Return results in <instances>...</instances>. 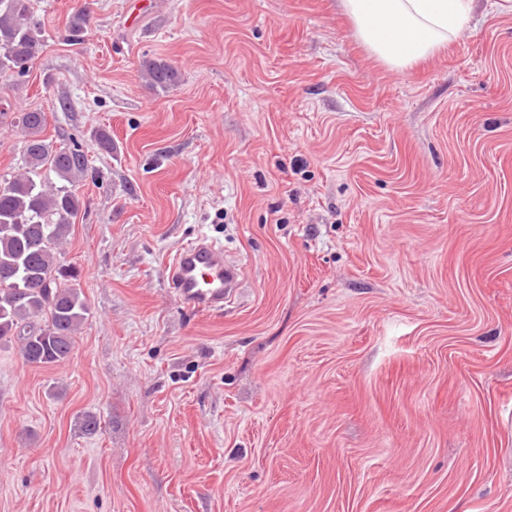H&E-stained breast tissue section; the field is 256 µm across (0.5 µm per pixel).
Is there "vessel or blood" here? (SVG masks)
Segmentation results:
<instances>
[{"mask_svg":"<svg viewBox=\"0 0 512 512\" xmlns=\"http://www.w3.org/2000/svg\"><path fill=\"white\" fill-rule=\"evenodd\" d=\"M170 284L187 307L214 312L235 298L242 279L241 265L223 247L199 239L182 247L170 268Z\"/></svg>","mask_w":512,"mask_h":512,"instance_id":"vessel-or-blood-1","label":"vessel or blood"}]
</instances>
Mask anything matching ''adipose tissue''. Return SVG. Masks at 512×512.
<instances>
[{"label":"adipose tissue","instance_id":"obj_1","mask_svg":"<svg viewBox=\"0 0 512 512\" xmlns=\"http://www.w3.org/2000/svg\"><path fill=\"white\" fill-rule=\"evenodd\" d=\"M472 0H342L357 38L378 60L403 72L454 40Z\"/></svg>","mask_w":512,"mask_h":512}]
</instances>
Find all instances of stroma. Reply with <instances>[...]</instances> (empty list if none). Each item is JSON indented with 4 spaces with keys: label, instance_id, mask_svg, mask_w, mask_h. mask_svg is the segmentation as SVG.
Returning a JSON list of instances; mask_svg holds the SVG:
<instances>
[{
    "label": "stroma",
    "instance_id": "stroma-1",
    "mask_svg": "<svg viewBox=\"0 0 512 512\" xmlns=\"http://www.w3.org/2000/svg\"><path fill=\"white\" fill-rule=\"evenodd\" d=\"M492 2L401 73L341 0H32L46 43L0 108L88 155L64 260L90 313L63 363L0 343V512H512ZM147 58L179 84L149 87ZM201 235L244 266L220 313L169 282Z\"/></svg>",
    "mask_w": 512,
    "mask_h": 512
}]
</instances>
